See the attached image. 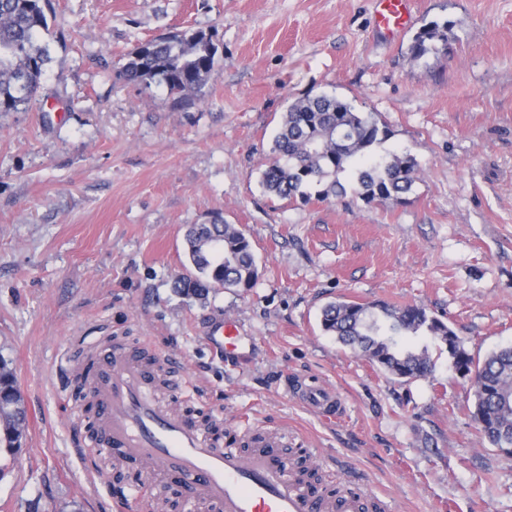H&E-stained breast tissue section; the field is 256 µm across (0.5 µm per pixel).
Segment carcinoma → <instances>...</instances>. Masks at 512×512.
<instances>
[{
    "mask_svg": "<svg viewBox=\"0 0 512 512\" xmlns=\"http://www.w3.org/2000/svg\"><path fill=\"white\" fill-rule=\"evenodd\" d=\"M49 0H0V112H16L41 89L50 56L38 36L49 30ZM449 24L432 22L414 37L415 58L438 51L436 40L448 41ZM211 30L188 29L148 42L147 54L131 53L124 75L142 82L158 81L183 103L204 96L208 77L218 64ZM389 128L371 112H358L336 97L321 95L291 104L274 138L271 161L262 175L269 193L289 200H310L319 186L323 200L345 192L339 175L348 174L353 192L367 203L398 199L411 191L417 164L409 154L377 155ZM192 271L173 282L185 296L205 297L214 288H250L257 278L252 245L244 232L217 216L209 224H193L184 234ZM321 326L370 364L399 378L424 377L434 362L427 341L446 350L452 365L472 375V417L490 445L512 452V346L476 361L457 333L417 305H371L336 301L322 310ZM0 404L9 409L0 419V451L21 447L27 410L10 363L0 357Z\"/></svg>",
    "mask_w": 512,
    "mask_h": 512,
    "instance_id": "carcinoma-1",
    "label": "carcinoma"
}]
</instances>
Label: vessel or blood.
Here are the masks:
<instances>
[{
	"mask_svg": "<svg viewBox=\"0 0 512 512\" xmlns=\"http://www.w3.org/2000/svg\"><path fill=\"white\" fill-rule=\"evenodd\" d=\"M413 0H374V24L385 38L396 37L412 22ZM98 381L91 386L88 408L94 419L93 442L103 452L146 464L161 475L177 469L186 482V512H357L367 492L333 500L316 497L299 474L277 454V437L263 435L252 452L216 436L181 415L157 396L154 371L139 357L110 346L99 348ZM299 400L327 417L341 399L334 390L312 383L295 388ZM153 487L135 483L113 498L116 512L153 495Z\"/></svg>",
	"mask_w": 512,
	"mask_h": 512,
	"instance_id": "obj_1",
	"label": "vessel or blood"
}]
</instances>
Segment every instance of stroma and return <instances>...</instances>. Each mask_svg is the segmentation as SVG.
<instances>
[{
    "label": "stroma",
    "instance_id": "stroma-1",
    "mask_svg": "<svg viewBox=\"0 0 512 512\" xmlns=\"http://www.w3.org/2000/svg\"><path fill=\"white\" fill-rule=\"evenodd\" d=\"M50 61L35 100L0 113V356L28 421L0 454V512H113L140 479L93 452L83 399L94 343L142 348L180 383L192 418L241 416L287 429L281 455L348 489L370 484L389 512H512V455L483 440L473 391L447 351L428 377L384 373L323 331L330 302L415 304L474 359L512 345V0H417L398 40L373 30V0H51ZM448 45L413 60L424 25ZM215 30L221 58L202 100L131 81L128 53L185 29ZM330 94L391 131L410 154L403 199L368 204L268 194L261 176L281 115ZM243 230L252 287L177 294L187 225ZM234 321L246 355L210 349ZM313 379L343 408L328 420L284 378ZM305 441L307 456L294 453Z\"/></svg>",
    "mask_w": 512,
    "mask_h": 512
}]
</instances>
